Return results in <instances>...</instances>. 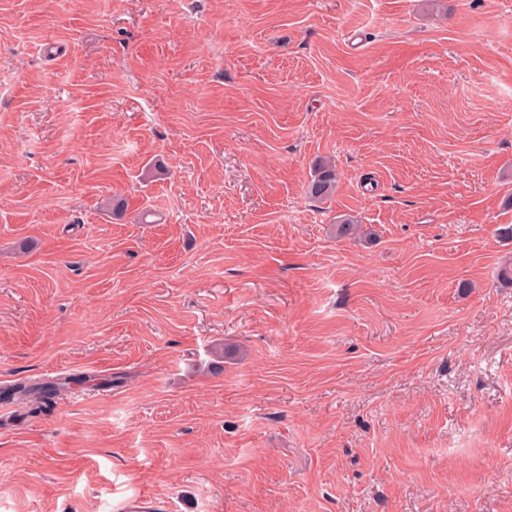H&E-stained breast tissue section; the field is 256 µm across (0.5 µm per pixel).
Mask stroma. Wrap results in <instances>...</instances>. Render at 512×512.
Segmentation results:
<instances>
[{
    "label": "stroma",
    "instance_id": "obj_1",
    "mask_svg": "<svg viewBox=\"0 0 512 512\" xmlns=\"http://www.w3.org/2000/svg\"><path fill=\"white\" fill-rule=\"evenodd\" d=\"M508 225L512 0H0V512H512ZM336 189V173L328 164H319L308 185V193L316 199L330 197Z\"/></svg>",
    "mask_w": 512,
    "mask_h": 512
}]
</instances>
